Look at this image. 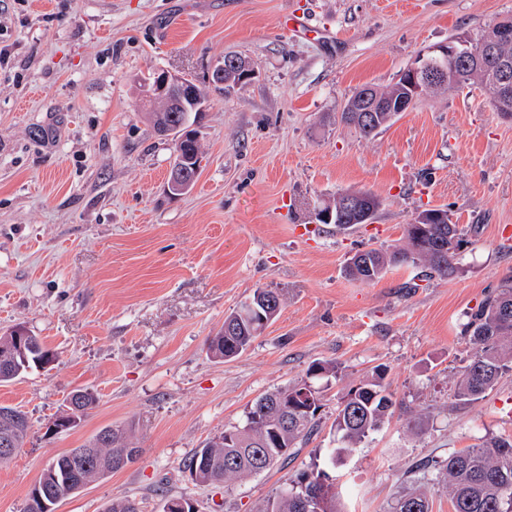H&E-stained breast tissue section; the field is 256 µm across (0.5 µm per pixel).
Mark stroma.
Returning <instances> with one entry per match:
<instances>
[{"instance_id":"35a3bbf8","label":"stroma","mask_w":512,"mask_h":512,"mask_svg":"<svg viewBox=\"0 0 512 512\" xmlns=\"http://www.w3.org/2000/svg\"><path fill=\"white\" fill-rule=\"evenodd\" d=\"M287 13L308 28L284 31ZM509 16L512 0H0V334L24 326L56 355L0 384V405L30 424L0 464V512H23L58 455L127 425L137 459L55 512H102L116 495L143 512L181 495L199 512H257L324 465L340 396L379 365L396 405L331 470L342 512H390L406 488L454 512L449 454L512 438V373L474 403L454 397L464 326L512 275V118L477 84L424 96L368 137L337 117L357 88L390 86L431 48ZM228 53L255 76L210 94L201 170L170 195L172 143L139 83L159 68L204 82ZM347 190L381 199L374 223L313 222ZM429 207L464 233L452 276L346 274L356 251L403 245ZM259 288L280 295L277 318L238 357L212 358L208 337ZM318 360L342 377L322 385L306 444L242 480H191L197 448ZM77 388L95 408L47 434Z\"/></svg>"}]
</instances>
